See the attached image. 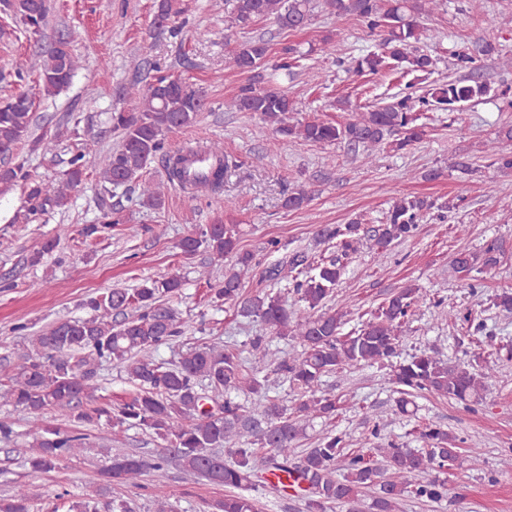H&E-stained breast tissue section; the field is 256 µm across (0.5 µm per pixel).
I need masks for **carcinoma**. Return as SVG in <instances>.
I'll return each mask as SVG.
<instances>
[{
    "label": "carcinoma",
    "instance_id": "1",
    "mask_svg": "<svg viewBox=\"0 0 512 512\" xmlns=\"http://www.w3.org/2000/svg\"><path fill=\"white\" fill-rule=\"evenodd\" d=\"M20 16L26 31L37 37L47 17L46 0H13L7 3ZM322 9L338 17L359 19L370 33L379 37L377 50L356 61L358 73H385L403 64L417 74L415 80L434 73L435 60L411 48L431 38L430 29L420 21L432 13L437 0H322ZM313 0H235L231 22L247 27L261 19H272L282 29L297 30L311 24ZM180 14L179 0H159L154 26L165 31L168 21ZM457 65L472 67L478 60L500 56L499 44L487 39L473 47L453 52ZM302 52L293 45L281 48L279 59L268 64V46L250 41L239 46L233 56L237 68L252 72L265 65L277 73L292 72ZM79 66L70 42L61 39L42 55L37 84L47 96L65 88ZM490 85L470 77L435 83L428 96L414 99L410 94L377 107L336 101L350 113L344 124L320 120L299 126L290 123L293 111L288 93L251 83L224 103L228 110L253 112L272 127L283 140L300 138L312 144L345 143L353 152L374 148L405 150L418 143L424 133V113L420 102L435 110L457 113L463 120L465 104L488 95ZM129 107L111 114L113 129L121 141L99 171L103 185L118 188L135 183L143 204L160 209L165 199L160 186L142 179L144 170L160 160L167 183L191 187L195 197L219 193L224 179L237 162L224 154L218 141H211L199 152L171 149L168 133L194 124L207 109V99L180 75L158 72L139 85L130 84L124 93ZM33 99L21 93L0 102V184L21 182L27 190V214L32 221L66 206L70 192L78 187L88 170L96 167L98 148L86 141L70 160V167L59 181L33 178L23 165L12 163L16 146L29 135L33 124ZM512 143V126L498 132V140L486 144L492 164L503 174L512 173V152L503 151L499 142ZM454 202L440 205L425 198H401L386 214V222L363 230L360 221L338 224L317 231V241L332 245V251L318 256L304 251L288 255L285 262L266 271L279 291L243 293V279L255 261L254 254L240 248L236 224H209L197 234L184 237L179 248L190 258L203 249L220 261L230 257L232 268L224 272V282L210 289L211 302L230 304L244 317L260 321L271 334L294 342L296 357L271 348L268 336L248 339L247 356L221 340L199 343L175 361L157 356L160 347L181 342L186 321L162 298L177 294L183 280L179 272L162 279H144L135 288H114L88 297L87 318L56 322L30 337L29 348L20 364L0 385L5 398L29 415L28 434L32 437L23 464L34 473L49 472L64 460L79 459L87 445V434L75 430L61 432L43 425L42 417L52 407H67L81 427L103 424L149 431L166 442L165 450L150 457L136 452L112 455L104 472V482L92 489V496L78 500L57 496L65 512H93L92 497L105 496L111 486L139 487L143 477L165 478L170 467L188 476L222 485L227 493L207 503L206 512H258L254 498L244 491L257 484L262 474L293 481L305 500L307 512H328L335 506L351 505L362 493L373 491V512H397L400 501L411 495L425 502L448 497V480L433 476L450 470L459 462L460 445L465 440L436 422L413 430L424 446L409 448L392 442L385 448H371L366 454L347 453L344 435L332 429L317 438L300 460L296 447L306 429L317 419L333 420L341 409V397L320 392L322 378L351 371L398 356L403 328L419 306V289H400L357 327L342 333L347 312L328 306L336 297L349 253L365 243L373 252L387 251L417 232L423 217L436 209L452 211ZM124 217L114 209L104 214L101 225H88L83 234L103 232ZM497 241L488 242L482 253L459 249L452 265L476 289L478 275L499 262ZM486 358L473 354L470 362L444 361L425 351L394 366L396 413L415 414V398L436 394L469 407L480 400L492 374L485 371ZM105 363L119 366L132 393L114 405L99 400L96 392L98 369ZM280 374L295 391L291 404L270 395L266 369ZM0 512H31V497L24 489L0 498Z\"/></svg>",
    "mask_w": 512,
    "mask_h": 512
}]
</instances>
